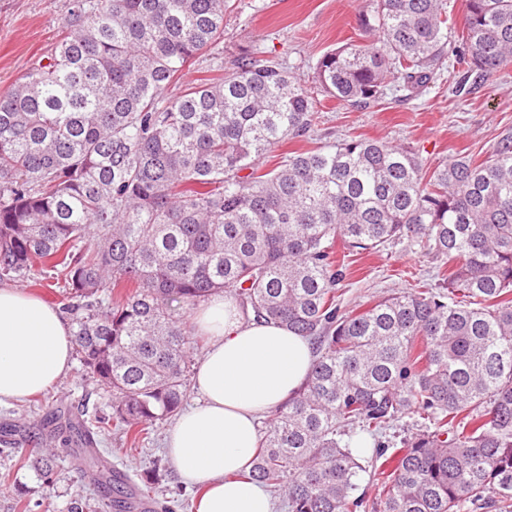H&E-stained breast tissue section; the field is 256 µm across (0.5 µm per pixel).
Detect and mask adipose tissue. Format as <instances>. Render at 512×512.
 I'll return each instance as SVG.
<instances>
[{
	"mask_svg": "<svg viewBox=\"0 0 512 512\" xmlns=\"http://www.w3.org/2000/svg\"><path fill=\"white\" fill-rule=\"evenodd\" d=\"M209 346L195 369L196 403L167 431L163 446L184 483L201 488L194 512H276L250 480L257 419L305 383L315 356L309 342L280 324L241 317L223 295L191 319ZM74 336L59 307L0 286V405L55 386L73 368Z\"/></svg>",
	"mask_w": 512,
	"mask_h": 512,
	"instance_id": "obj_1",
	"label": "adipose tissue"
}]
</instances>
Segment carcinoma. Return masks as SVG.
Instances as JSON below:
<instances>
[{
    "instance_id": "carcinoma-1",
    "label": "carcinoma",
    "mask_w": 512,
    "mask_h": 512,
    "mask_svg": "<svg viewBox=\"0 0 512 512\" xmlns=\"http://www.w3.org/2000/svg\"><path fill=\"white\" fill-rule=\"evenodd\" d=\"M230 0H68L46 57L0 95V280L63 288L84 372L108 411L54 412L52 432L134 438L193 393L190 320L211 296L279 323L315 349L312 371L269 412L249 477L286 512H500L512 502V134L488 159L424 170L407 147L350 137L260 160L311 127L317 101L275 60L244 51L224 79L168 88L224 37ZM365 0L363 40L325 53L317 82L365 105L512 60V0ZM408 239L452 263L446 290L411 288L359 311L336 300V242ZM417 407L433 428L386 439ZM93 485L119 495L85 443ZM370 457H364L365 452ZM53 482L52 452L32 460Z\"/></svg>"
}]
</instances>
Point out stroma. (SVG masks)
<instances>
[{
	"mask_svg": "<svg viewBox=\"0 0 512 512\" xmlns=\"http://www.w3.org/2000/svg\"><path fill=\"white\" fill-rule=\"evenodd\" d=\"M67 0H0V94L20 81L29 67L46 56L59 34ZM360 0H232L224 16V37L202 55L168 91L180 94L205 79H223V64L247 49L256 59H275L315 88V68L321 56L359 38ZM512 134V62L484 77H470L456 86L448 71H440L417 93L388 91L366 107L322 99L306 136L288 138L264 159L274 167L281 155L306 150L353 135L413 149L424 167L470 155L490 157L498 140ZM347 275L339 298L352 310L368 301L415 285H434L447 260L420 248L398 244L377 252H351L345 257ZM100 387L82 365H74L46 394L23 403L0 406V423L15 425L26 443L28 457L47 448L49 415L60 406L103 405ZM167 423L156 424L149 439L132 445L118 429L98 439L112 451V462L132 477L153 472L150 495L173 512H192L194 492L182 485L162 447ZM61 458L53 483L44 485L17 454L0 448V512H20L15 484L32 489V512H70L87 490L78 460L69 448Z\"/></svg>",
	"mask_w": 512,
	"mask_h": 512,
	"instance_id": "35a3bbf8",
	"label": "stroma"
}]
</instances>
